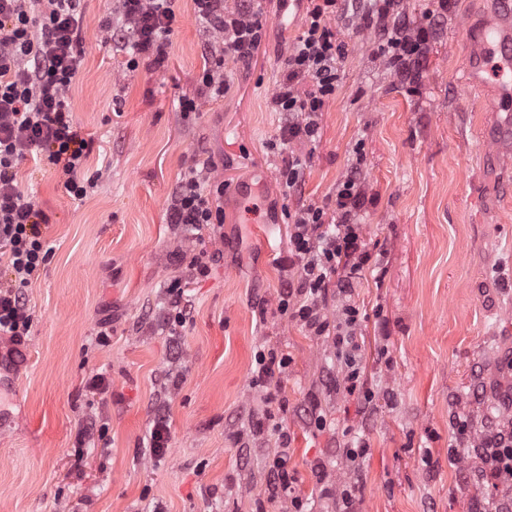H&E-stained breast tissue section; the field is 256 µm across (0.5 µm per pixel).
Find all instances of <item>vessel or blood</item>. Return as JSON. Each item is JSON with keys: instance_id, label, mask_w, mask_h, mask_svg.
<instances>
[{"instance_id": "1", "label": "vessel or blood", "mask_w": 512, "mask_h": 512, "mask_svg": "<svg viewBox=\"0 0 512 512\" xmlns=\"http://www.w3.org/2000/svg\"><path fill=\"white\" fill-rule=\"evenodd\" d=\"M463 83L489 86L494 97L487 109L502 114L501 133L512 135V0L497 9L479 31H467L463 49Z\"/></svg>"}]
</instances>
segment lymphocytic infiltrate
Instances as JSON below:
<instances>
[{"label":"lymphocytic infiltrate","mask_w":512,"mask_h":512,"mask_svg":"<svg viewBox=\"0 0 512 512\" xmlns=\"http://www.w3.org/2000/svg\"><path fill=\"white\" fill-rule=\"evenodd\" d=\"M37 2L41 9L34 12L28 0H0V335L15 341L30 332L25 290L50 256L41 230L47 218L18 188L20 162L32 156L61 166L63 185L77 199L94 186L93 178L84 174L92 143L81 136L66 97L84 61L81 0ZM307 3L303 31L288 48L270 99L272 111L286 116L277 138L284 155L279 184L286 197L301 191L307 167L306 158L294 147L318 142L321 114L336 96L345 55L329 24L336 0ZM195 11L211 40L195 94L179 99V109L186 115L199 111L201 99L214 100L228 92L225 56L251 64L264 35L255 0H235L231 6L224 0H195ZM352 15L360 26L377 32L375 54L399 76L410 77L426 58L427 26H410L401 0H364ZM175 23L171 0H119L116 20H104L101 27L127 51L126 66L133 70L145 57L162 66ZM354 154L349 173L336 186L332 206L304 205L291 217L288 252L296 280L281 292L279 309L309 335L331 337L341 368L332 387L368 404L374 393L361 376L363 316L352 299L353 282L371 260L360 221L368 201L363 145H356ZM213 167L208 159L194 162L176 188L169 221L185 232L224 221V187L211 183ZM332 299L339 306L333 321L325 312ZM272 429L279 448L267 461L268 497L289 499L293 512H305V501L296 492L297 479L288 470V433L279 423ZM479 452L486 460L480 480L495 488L511 486L512 423L496 424Z\"/></svg>","instance_id":"obj_1"}]
</instances>
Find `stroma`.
Here are the masks:
<instances>
[{
    "label": "stroma",
    "mask_w": 512,
    "mask_h": 512,
    "mask_svg": "<svg viewBox=\"0 0 512 512\" xmlns=\"http://www.w3.org/2000/svg\"><path fill=\"white\" fill-rule=\"evenodd\" d=\"M265 36L252 64L225 57L230 90L183 117L210 36L193 0H173L163 66H125L102 20L116 0H83V66L67 98L92 151L96 185L77 199L48 161L23 160L18 185L48 217V261L26 290L32 324L21 344L0 337V512H288L267 498L277 436L253 432L274 414L288 433V469L310 512H336L355 487L356 512H494L505 488L478 482L475 448L512 417V153L486 143L493 113L460 83L466 25L486 0H448L429 52L408 80L374 55L375 31L349 25L346 0L329 18L346 43L336 96L320 120L300 194L283 197L284 122L270 98L305 7L260 0ZM364 142L361 220L376 265L354 284L365 316L363 380L372 407L329 387L331 337L280 312L288 214L322 205ZM226 182L224 222L191 236L168 221L195 155ZM222 252L189 279L187 317L167 325L168 285L186 260ZM288 354L278 383L252 385L258 350ZM103 375L105 390L88 381ZM318 404L327 420L316 428ZM169 448L149 452L157 416ZM473 424L460 438L457 416ZM368 446L349 462L353 439ZM323 463V474L314 466ZM331 495H321V487Z\"/></svg>",
    "instance_id": "35a3bbf8"
}]
</instances>
